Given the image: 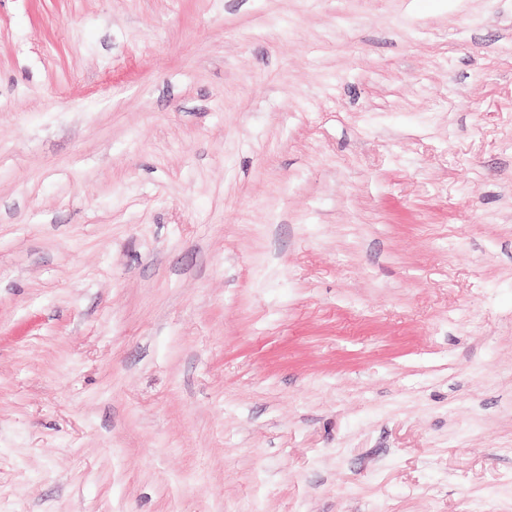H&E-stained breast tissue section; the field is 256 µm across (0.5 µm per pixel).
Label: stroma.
Masks as SVG:
<instances>
[{"instance_id":"35a3bbf8","label":"stroma","mask_w":512,"mask_h":512,"mask_svg":"<svg viewBox=\"0 0 512 512\" xmlns=\"http://www.w3.org/2000/svg\"><path fill=\"white\" fill-rule=\"evenodd\" d=\"M0 512H512V0H0Z\"/></svg>"}]
</instances>
